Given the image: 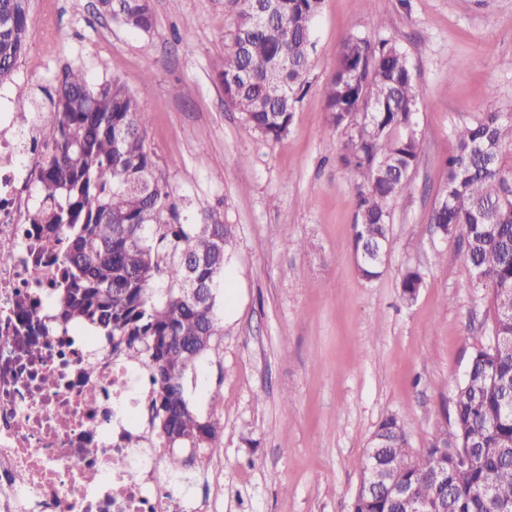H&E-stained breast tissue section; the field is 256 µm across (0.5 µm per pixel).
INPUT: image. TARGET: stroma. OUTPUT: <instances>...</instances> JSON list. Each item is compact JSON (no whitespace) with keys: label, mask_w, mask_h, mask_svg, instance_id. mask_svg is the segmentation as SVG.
Instances as JSON below:
<instances>
[{"label":"stroma","mask_w":512,"mask_h":512,"mask_svg":"<svg viewBox=\"0 0 512 512\" xmlns=\"http://www.w3.org/2000/svg\"><path fill=\"white\" fill-rule=\"evenodd\" d=\"M155 27L132 32L97 0H31L17 80L53 87L62 69L116 77L150 117L147 146L186 223L220 211L234 227L216 289L219 353L187 372L185 395L223 423L221 456L174 477L212 512H351L359 460L386 416L419 450L453 419L457 382L489 345L491 297L469 287L461 240L431 224L454 130L512 110V0H324L308 88L270 142L228 108L215 74L231 25L218 0H150ZM352 34L395 42L420 94L421 150L392 206L382 275L362 280L351 226L356 181L325 128L324 88ZM191 96H176L181 84ZM422 288L401 296L408 268Z\"/></svg>","instance_id":"obj_1"}]
</instances>
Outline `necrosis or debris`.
<instances>
[{
  "label": "necrosis or debris",
  "mask_w": 512,
  "mask_h": 512,
  "mask_svg": "<svg viewBox=\"0 0 512 512\" xmlns=\"http://www.w3.org/2000/svg\"><path fill=\"white\" fill-rule=\"evenodd\" d=\"M19 119L0 111V239L15 245L0 259V512H182L144 369L118 342L58 317L64 257L31 222L44 148Z\"/></svg>",
  "instance_id": "4bbe7bcc"
}]
</instances>
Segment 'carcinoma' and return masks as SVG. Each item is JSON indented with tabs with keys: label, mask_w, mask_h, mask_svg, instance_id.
Masks as SVG:
<instances>
[{
	"label": "carcinoma",
	"mask_w": 512,
	"mask_h": 512,
	"mask_svg": "<svg viewBox=\"0 0 512 512\" xmlns=\"http://www.w3.org/2000/svg\"><path fill=\"white\" fill-rule=\"evenodd\" d=\"M234 19L216 80L224 103L267 140L287 132L307 87L313 22L323 0H222ZM99 10L129 29L149 34V0H99ZM29 0H0V84L13 80L26 43ZM264 20L256 21L258 13ZM38 101L26 83L14 105L26 114L48 109L36 126L46 146L36 182L32 223L60 239L67 287L58 294L65 320L97 325L127 343V358L148 365L154 385L152 422L169 448L223 453L217 423L204 430L184 396L186 373L219 347L222 327L214 289L224 274L232 225L205 210L200 223L182 221L168 183L146 146L148 113L117 79L88 80L69 66ZM326 127L344 138L341 162L356 185L353 248L359 276L382 273L392 204L416 165L419 92L397 44L351 35L324 88ZM446 160V186L431 216L443 237L460 234L469 286L491 295L493 339L473 353L457 387L451 429L419 451L409 448L397 417L384 418L372 437L379 463L394 469L412 497L447 512H512V173L504 150L512 117L481 113L455 129ZM168 284L155 299V283ZM423 278L408 270L402 297L414 300ZM207 289L203 300L188 283ZM352 512H400L384 489L352 503Z\"/></svg>",
	"instance_id": "cac0c4a2"
}]
</instances>
